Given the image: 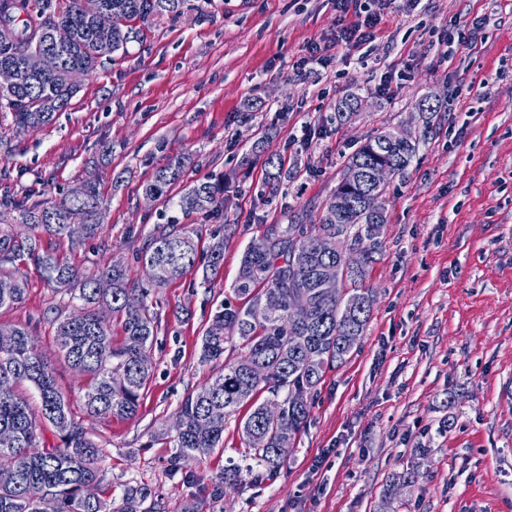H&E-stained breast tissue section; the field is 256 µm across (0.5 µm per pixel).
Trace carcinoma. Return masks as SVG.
Wrapping results in <instances>:
<instances>
[{"instance_id": "1", "label": "carcinoma", "mask_w": 512, "mask_h": 512, "mask_svg": "<svg viewBox=\"0 0 512 512\" xmlns=\"http://www.w3.org/2000/svg\"><path fill=\"white\" fill-rule=\"evenodd\" d=\"M184 0H0V19L9 27L0 30V44L8 40L13 53L0 50V66L18 65L28 49L50 48L51 29L66 23L77 43L63 54L62 71L33 76L19 72L15 87L0 90V112H10L23 127L50 122L66 110L76 92L64 72L73 65L90 73L102 59L137 36L135 29L111 47L91 41L93 14L112 6L122 10L129 22L148 21L153 16L180 14ZM418 140L385 141L380 131L368 137L347 156L345 169L368 168L381 162L397 165L402 175L416 157ZM186 159L172 155L156 168L145 193L156 198L168 195L184 177ZM366 180L340 181L332 197L344 196L355 206L335 210L326 200L318 222L286 224L263 239L264 246L250 245L241 259L240 274L232 287L235 304L225 300L212 316L202 339L200 359L213 363L224 356L226 345L239 340L245 354L258 365L256 376L224 362L196 391L181 401L176 418L181 428L174 437V469L219 447L229 421L244 407L249 412L236 420L254 464L275 474L284 465L289 449L279 447L283 434L294 442L307 425L318 387L328 370L342 363L357 345L370 320L373 299L361 283L380 247L382 225L387 223L386 188L376 191L381 223L356 206ZM224 194V177H211L187 188L178 200L185 212L218 210ZM6 205L20 213L29 228L25 236L0 234V311L24 300V282L1 268L17 260L31 263L44 280L79 301L73 315L56 316L59 351L72 369L86 377L84 403L91 418L130 419L140 406L152 369L143 368L153 343L155 320L145 301V291L128 283L125 271L106 267L86 275L47 250L42 236L71 237L73 224L83 225L85 237L102 233L101 200L96 183L84 185L82 197H65L59 203L27 205L10 198ZM361 252L363 265L346 273L345 291L326 296L321 288L322 271L343 264L342 248ZM140 259L153 270L151 277L162 287L192 271L196 250L191 231L173 222L157 228L140 250ZM111 288H98L101 281ZM122 323L124 338L113 345L108 315ZM27 381L39 396L38 408L13 391ZM268 394L259 400L262 394ZM55 429L60 443L39 447L42 422ZM102 449L87 437L83 425L70 413L58 390L53 369L34 346L26 329L0 325V512H152L147 506L151 490L127 487L118 500L101 495L98 463ZM418 481L413 470L392 476L380 495L377 512H389L397 487H412Z\"/></svg>"}]
</instances>
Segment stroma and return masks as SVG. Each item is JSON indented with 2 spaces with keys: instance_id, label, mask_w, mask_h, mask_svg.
Returning a JSON list of instances; mask_svg holds the SVG:
<instances>
[{
  "instance_id": "obj_1",
  "label": "stroma",
  "mask_w": 512,
  "mask_h": 512,
  "mask_svg": "<svg viewBox=\"0 0 512 512\" xmlns=\"http://www.w3.org/2000/svg\"><path fill=\"white\" fill-rule=\"evenodd\" d=\"M476 25V41L457 40ZM331 0H185L78 79L66 111L36 129L0 112V197L60 200L83 181L103 198L100 237L44 238L84 273L122 265L150 291L153 371L135 418L88 420L82 380L61 357L50 309L69 295L22 266L24 301L0 324L26 327L55 369L75 420L102 448L103 487L152 491L157 512H372L388 475L419 479L394 512H512V0H421L385 15L374 42L334 47ZM329 48L328 67L306 60ZM391 90H378L383 73ZM358 94L352 120L336 104ZM429 98L435 113L418 102ZM404 128L417 156L386 187L388 222L364 285L371 319L349 358L328 371L307 428L275 474L245 470L235 424L224 445L174 469L162 428L212 372L199 349L230 294L247 245L298 213L318 216L346 157L365 138ZM261 151H253L255 142ZM191 163L170 197L143 192L166 156ZM283 163L278 192L265 160ZM224 176L225 203L186 213L185 187ZM194 231V271L151 287L137 255L161 224ZM224 263L207 271L215 234ZM241 482L212 490L230 465Z\"/></svg>"
}]
</instances>
